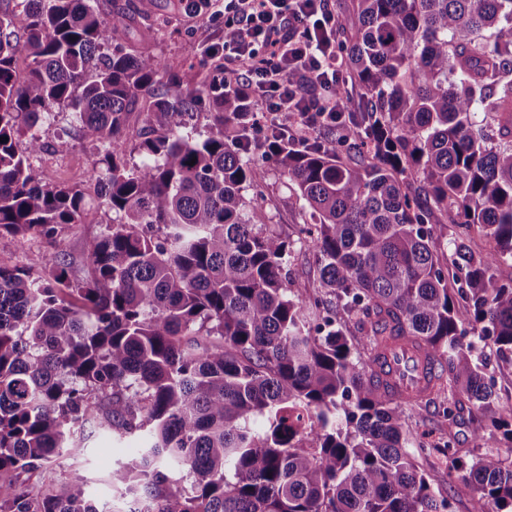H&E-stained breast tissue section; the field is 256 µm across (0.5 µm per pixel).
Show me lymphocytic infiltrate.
Masks as SVG:
<instances>
[{"instance_id":"1","label":"lymphocytic infiltrate","mask_w":512,"mask_h":512,"mask_svg":"<svg viewBox=\"0 0 512 512\" xmlns=\"http://www.w3.org/2000/svg\"><path fill=\"white\" fill-rule=\"evenodd\" d=\"M223 19L222 51L209 71L274 116L293 113L284 136L302 143L311 129L332 125L344 108L339 90L351 79L336 54V16L329 0H208Z\"/></svg>"}]
</instances>
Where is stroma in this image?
Instances as JSON below:
<instances>
[{"label":"stroma","mask_w":512,"mask_h":512,"mask_svg":"<svg viewBox=\"0 0 512 512\" xmlns=\"http://www.w3.org/2000/svg\"><path fill=\"white\" fill-rule=\"evenodd\" d=\"M95 3L105 15L124 14L126 26L120 41L128 50L159 58L168 67L179 71L189 84L202 82L203 73L196 53L201 46L220 38L218 25L203 16L186 15L179 0H95ZM76 128L70 110L53 113L40 129L45 149L35 155L32 162L44 183L70 186L83 192L86 206L81 223L64 225L51 238L0 235V266L19 267L27 270L31 277L45 278L52 270L56 253L62 251L70 262L69 277L87 276L85 244L107 231L112 224V213L102 205L93 186L100 152L79 139ZM253 159L256 178L246 196L267 214L270 228L294 244L288 258L289 294L294 298L313 295L310 269L314 263V249L300 232L309 215L292 183L274 161L260 151L254 153ZM403 411L413 447H433L445 435L446 423L434 406L409 402ZM139 455L137 440L118 442L109 435L96 434L87 440L82 456H61L47 469L37 470L36 475L60 479L75 475L83 477L88 494L100 512H125L126 501L113 490L107 476L117 463ZM423 463L434 471L437 477L435 489L448 497L450 512H469L473 492L460 474L449 473L448 463L443 459L427 456Z\"/></svg>","instance_id":"obj_1"}]
</instances>
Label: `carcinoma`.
<instances>
[{"label":"carcinoma","mask_w":512,"mask_h":512,"mask_svg":"<svg viewBox=\"0 0 512 512\" xmlns=\"http://www.w3.org/2000/svg\"><path fill=\"white\" fill-rule=\"evenodd\" d=\"M353 2L338 28L354 30L341 50L361 111L336 117L341 140L296 146L275 129L263 143L313 221L325 295L306 299L288 295V239L246 198L257 144L224 77L195 87L111 44L124 18L92 0H19L21 35L0 16V234L81 220L82 191L44 184L30 162L61 107L104 151L112 211L82 279L63 254L47 281L0 266V512H99L79 477H27L96 431L145 439L110 474L129 512H448L409 450L407 399L371 366L394 342L430 357L431 394L448 395V435L420 452L463 471L470 512H512V465L462 463L453 433L463 395L473 447L494 431L512 447V404H495L475 356L489 345L512 363V284L495 273L512 259V0ZM136 110L144 161L130 169ZM199 112L202 139L188 132ZM444 224L461 228L450 251ZM474 226L489 250L467 244ZM145 119L146 117L144 113H134L130 118V127L126 132L127 158L130 166L141 165L143 160L141 154L137 149H135V146L138 145L140 141L139 136L143 128L146 126Z\"/></svg>","instance_id":"obj_1"}]
</instances>
